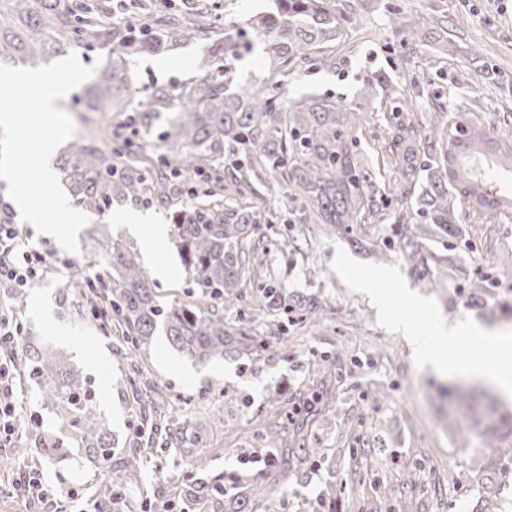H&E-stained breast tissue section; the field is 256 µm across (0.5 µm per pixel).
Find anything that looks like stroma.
I'll use <instances>...</instances> for the list:
<instances>
[{"label":"stroma","instance_id":"1","mask_svg":"<svg viewBox=\"0 0 512 512\" xmlns=\"http://www.w3.org/2000/svg\"><path fill=\"white\" fill-rule=\"evenodd\" d=\"M392 5L397 8L393 14L388 11ZM432 8L448 17L444 35L455 51L445 59L429 47L409 52L396 26L398 16ZM352 28L358 36L368 34L369 42H360L357 36L350 40L348 52L337 54L331 68L307 69L284 78V95L332 94L351 103L362 79L377 70L405 84L423 71L446 105L478 96L475 119L496 122L512 113V0H357ZM206 50V42L198 41L141 57L133 70V83L143 91L156 84H188L202 75ZM131 212V207L116 206L101 214L90 213L88 226L78 234L80 251L71 255V262L95 255L94 230L102 224L109 226L113 236L140 247V239L128 233L123 223ZM469 239L471 259L512 258V223L495 225L488 234L472 230ZM423 250L436 259L420 275L400 258L377 261L342 239L317 238L310 258L291 271L286 270L280 251L269 250L265 264L276 278L290 290L325 298L335 310L323 331L308 336L300 351L287 356L227 359L203 366L179 355L165 336L158 335L151 343L145 373H138L126 359L121 336L104 335L99 321L82 312L80 288L60 289V282L71 273L69 267L48 270L30 288L18 316L24 340L64 353L87 377L95 406L109 423L116 453L133 447L144 414L160 391L169 400L193 408L221 406L224 429L208 439L207 447L216 457V469L228 474L259 467L261 444L244 427L252 413L262 410L270 395L294 389L309 354H340L355 389L340 401L337 413L320 424L323 447H335L338 428L362 424L364 431L384 439L397 454L386 469L376 470V478L391 477L402 462H410L419 476L414 499L422 512H469L478 495L474 475L490 460L491 451L477 433L463 437L448 430L447 408L430 397L428 383L435 379V372L418 364L406 333L384 317L370 295L374 289L395 295L393 312L415 323L422 334L438 322L485 323L486 314L468 308L459 298V288L466 285L463 274L440 260L447 252L445 239H425ZM142 263L162 302L184 298L187 276L172 238H165ZM161 266L169 267L171 276H159ZM433 279L441 280L443 289L430 288ZM373 382L389 395L378 408L368 393ZM28 465L39 468L57 489L76 493V500L67 504L69 512L87 508L89 479L112 474L111 462L89 460L78 448L71 450L68 460L56 464L44 461L39 448H32ZM340 469V464L319 458L307 462L304 479L285 478L284 491L261 504L257 512H303ZM449 473L454 484L439 489V479Z\"/></svg>","mask_w":512,"mask_h":512}]
</instances>
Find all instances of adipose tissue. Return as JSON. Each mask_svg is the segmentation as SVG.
<instances>
[{"label": "adipose tissue", "instance_id": "adipose-tissue-1", "mask_svg": "<svg viewBox=\"0 0 512 512\" xmlns=\"http://www.w3.org/2000/svg\"><path fill=\"white\" fill-rule=\"evenodd\" d=\"M410 341L423 363L451 375L482 378L492 382L507 396L512 395V364L483 357L454 356L461 343H475L490 351H512V332L488 330L476 324H452L426 336L411 335Z\"/></svg>", "mask_w": 512, "mask_h": 512}]
</instances>
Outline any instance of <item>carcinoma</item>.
<instances>
[{
	"instance_id": "cac0c4a2",
	"label": "carcinoma",
	"mask_w": 512,
	"mask_h": 512,
	"mask_svg": "<svg viewBox=\"0 0 512 512\" xmlns=\"http://www.w3.org/2000/svg\"><path fill=\"white\" fill-rule=\"evenodd\" d=\"M353 11L352 0H281L276 11L246 19L237 36L250 32L260 39L276 73L292 75L308 64L329 68L348 37L346 20ZM446 23L444 15L420 16L401 26L403 39L414 45ZM198 40L208 43L204 74L181 87L156 86L148 102L139 101L130 79L136 59ZM93 45L112 47V61L102 72L105 86L99 96L85 99V111L128 113L131 136L121 143L101 140L92 129L74 136L57 163L73 200L88 212H103L114 204L167 208L176 197H194L186 210L171 215L169 225L190 276L186 298L161 304L139 254L119 239L107 237L101 244L110 284L88 275L96 258L74 265L87 284L82 307L105 315L106 333L128 339L134 364L148 356L159 330L182 355L206 364L281 352L296 334L327 317L331 307L324 300L290 293L281 281L255 275L269 243L258 232L278 219L255 201L259 184L282 190L288 200V240L281 251L290 270L312 252L315 224L359 248L372 244L370 227L389 224L392 237L373 252L381 260L393 252L417 272L427 266L418 240L423 225L433 236L467 247L469 225L512 220V180H502L512 176V122L504 120L499 134L488 133L495 125L484 129L465 106L448 109L436 97L425 98L422 87L431 81L423 74L410 81L413 93L385 71L364 78L359 95L375 105L373 112L318 94L287 101L277 82L260 91L236 83L224 60L250 46L222 30L217 0L184 10L174 9L171 0H0V63L35 68ZM116 86L125 94H111ZM428 102L446 119L431 122ZM169 109L174 117L161 130L156 123ZM249 286L259 287V305L240 312ZM495 287L491 275L474 266L466 304L484 305ZM21 352L20 372L36 384L66 431V439L54 438L41 449L42 458H60L72 448L92 460L112 458L109 427L87 378L60 353L24 344ZM350 378L337 358L309 359L306 380L295 394L271 399L268 411L246 423L273 456L272 464L236 474L229 496L222 475L204 487L185 480L171 495L199 501L203 512H257L276 491L271 476L292 471L298 477L304 461L322 456L312 440L315 420L336 410ZM291 409L301 413L285 436L281 419ZM488 411L487 418L498 422L482 432L492 457L476 475L481 497L473 512H494L507 477L498 460L512 459V412L500 413L493 400ZM223 424L224 414L213 405L190 413L162 441L140 440L117 459L112 478L93 482L92 497L107 512L132 474L172 448L194 449L193 470L209 472L211 460L201 444ZM37 434L32 426L21 427L16 457H29L28 441ZM341 438L354 452H384L380 438L351 427L343 428ZM347 467L349 488H363L365 472L352 460ZM375 487L385 498L413 501L410 472L399 483Z\"/></svg>"
}]
</instances>
